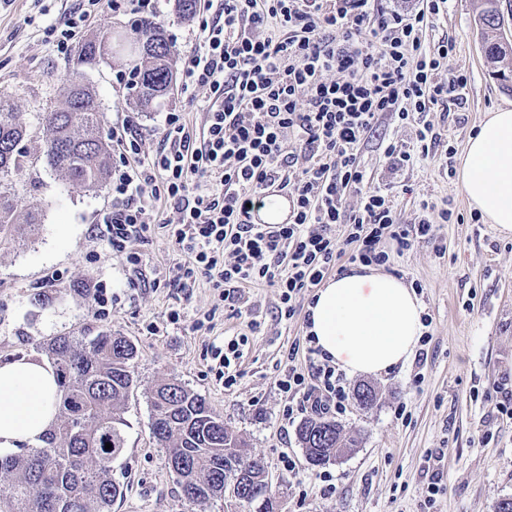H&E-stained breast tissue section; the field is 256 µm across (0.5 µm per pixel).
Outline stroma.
I'll list each match as a JSON object with an SVG mask.
<instances>
[{
  "mask_svg": "<svg viewBox=\"0 0 512 512\" xmlns=\"http://www.w3.org/2000/svg\"><path fill=\"white\" fill-rule=\"evenodd\" d=\"M481 3L449 0L446 15L424 33L430 45L453 39L446 69L469 79L465 106L428 114L447 130L438 156L392 165L383 156L382 141L412 145L414 129L390 120L361 150L373 185L388 190L403 222L413 223L425 202L433 206L430 218L449 206L462 221L441 225L437 239L418 240L404 251L388 245L384 270L421 284L417 297L433 319L432 339L425 359L409 358L383 375H348L349 388L370 384L377 401L368 409L349 405L346 414L336 416V423L359 432L362 442L324 469L308 465L297 423L282 418L287 399L277 386L278 373L289 363L309 365L306 352L288 356L291 347L305 341V313L278 320L277 291L267 286L246 288L232 309L203 282L189 294L133 282L124 258L91 234L98 212L108 204L107 185L73 184L42 160L0 181L19 217L35 209L40 219L35 234L21 232L0 242V361L39 355L40 344L54 336H92L101 330L127 336L138 348L137 385L124 414L126 449L112 464L124 495L112 512H227L220 499H184L163 445L151 434L147 393L164 377L202 395L225 425L243 436L248 454L265 464L281 512H493L496 503L512 499V419L483 399L486 388L502 381L512 390V236L473 220L458 178L449 177L439 160L453 147L452 162L460 164L486 112L512 106V91L494 78L481 51L476 26ZM73 6L74 0H0V93L10 95L33 132L27 146L34 154L44 107L64 94L70 74L69 57L57 55L44 29L62 22ZM152 18L171 42L174 65H181L198 47L194 19L181 15L178 0H157ZM132 66L125 51L83 71L101 103L105 128L132 118L149 155L161 144L165 112H184L190 126L202 127L205 91L190 96L175 87L141 111L120 80ZM102 279L118 299L100 315L85 291ZM39 292L49 300L46 307L31 303ZM173 310L183 314L176 325L167 321ZM251 319L259 324L253 333L247 330ZM243 332L249 343L242 376L228 389L212 368L211 349ZM401 405L407 408L404 420L396 413ZM435 450L440 460H429ZM285 454L295 458V471L283 469ZM324 472L332 476L327 493L320 480ZM433 482L441 491L428 509L424 500Z\"/></svg>",
  "mask_w": 512,
  "mask_h": 512,
  "instance_id": "stroma-1",
  "label": "stroma"
}]
</instances>
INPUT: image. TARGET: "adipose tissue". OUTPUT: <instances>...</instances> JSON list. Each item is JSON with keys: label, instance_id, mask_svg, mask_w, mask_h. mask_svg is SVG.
Wrapping results in <instances>:
<instances>
[{"label": "adipose tissue", "instance_id": "ef3b65f1", "mask_svg": "<svg viewBox=\"0 0 512 512\" xmlns=\"http://www.w3.org/2000/svg\"><path fill=\"white\" fill-rule=\"evenodd\" d=\"M459 179L486 222L512 234V108L485 116L468 141ZM308 312L316 346L353 374L377 375L406 362L422 331L413 288L365 266L325 281ZM56 392L49 363L0 362V451L40 442L55 419Z\"/></svg>", "mask_w": 512, "mask_h": 512}]
</instances>
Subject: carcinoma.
Segmentation results:
<instances>
[{"instance_id":"carcinoma-1","label":"carcinoma","mask_w":512,"mask_h":512,"mask_svg":"<svg viewBox=\"0 0 512 512\" xmlns=\"http://www.w3.org/2000/svg\"><path fill=\"white\" fill-rule=\"evenodd\" d=\"M500 0H485L478 17L487 61L512 82V47L496 34ZM131 46L137 53L133 70L137 106L148 109L173 84L171 45L164 30L150 19L132 21L130 32H107L84 43L63 98L45 111L42 153L47 164L70 182L95 187L107 172L108 142L100 103L82 81L79 68ZM31 133L20 121L14 103L0 96V179L33 166L26 142ZM21 228L10 194L0 191V241ZM59 387L55 424L42 446L25 454H0V512H110L123 487L112 479V462L126 448L125 403L135 387L136 345L110 331L87 336H55L43 347ZM151 433L166 445L169 468L184 499L193 503L224 496L225 489L243 490L238 503L254 512H279V496L248 492L267 486L261 461L244 457V442L224 426L204 397L176 379L163 380L150 392ZM312 468L322 467L360 444L332 419L309 418L297 431ZM111 448H105V444Z\"/></svg>"}]
</instances>
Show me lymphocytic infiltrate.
Segmentation results:
<instances>
[{
  "label": "lymphocytic infiltrate",
  "instance_id": "1",
  "mask_svg": "<svg viewBox=\"0 0 512 512\" xmlns=\"http://www.w3.org/2000/svg\"><path fill=\"white\" fill-rule=\"evenodd\" d=\"M446 2L386 10L375 0H198V50L184 61L180 84L186 93L205 90L203 130L194 132L183 113H166L161 145L146 158L136 122L113 128L110 205L99 217L110 251L155 287L192 288L203 280L231 303L249 285L277 289V316L289 321L337 260L383 266L390 259L384 242L408 249L435 237L439 224L455 223L450 209L435 222L424 214L403 223L359 160L387 116L416 124L417 148L391 141L384 157L414 164L443 138L424 113L466 103L467 75L444 73L453 41L430 46L423 37ZM108 8L147 13L155 0H79L45 34L68 54L89 19ZM275 181L295 201L289 222L250 223L264 186ZM352 194L357 204L350 208ZM162 201L173 205L176 221L158 220ZM152 230L180 259L150 273L135 244ZM307 353V370L289 367L277 381L289 399L284 417L298 409L346 413L345 373L320 348Z\"/></svg>",
  "mask_w": 512,
  "mask_h": 512
}]
</instances>
